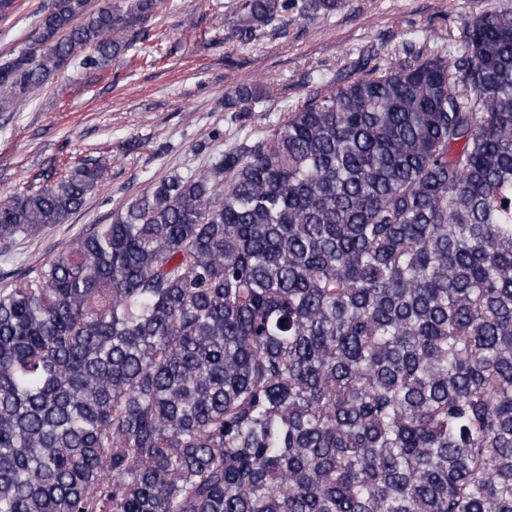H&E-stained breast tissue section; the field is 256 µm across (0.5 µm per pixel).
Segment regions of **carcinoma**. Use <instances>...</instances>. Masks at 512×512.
Here are the masks:
<instances>
[{
    "label": "carcinoma",
    "instance_id": "carcinoma-1",
    "mask_svg": "<svg viewBox=\"0 0 512 512\" xmlns=\"http://www.w3.org/2000/svg\"><path fill=\"white\" fill-rule=\"evenodd\" d=\"M347 0H245L248 44ZM157 0H52L0 112ZM372 50L0 290V512H512V10ZM0 200V250L108 180Z\"/></svg>",
    "mask_w": 512,
    "mask_h": 512
}]
</instances>
